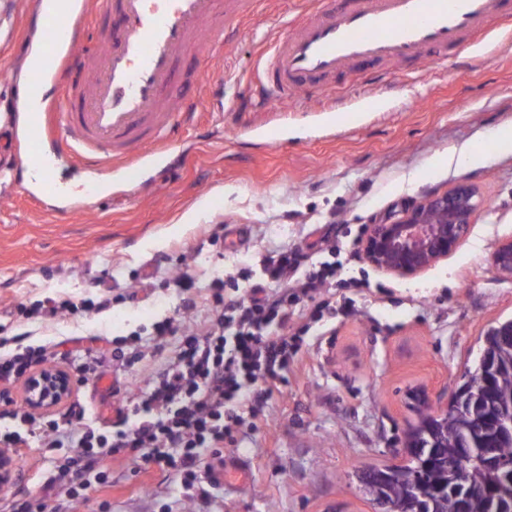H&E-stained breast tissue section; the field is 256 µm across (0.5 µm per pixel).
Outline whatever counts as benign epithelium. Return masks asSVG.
<instances>
[{
    "label": "benign epithelium",
    "mask_w": 512,
    "mask_h": 512,
    "mask_svg": "<svg viewBox=\"0 0 512 512\" xmlns=\"http://www.w3.org/2000/svg\"><path fill=\"white\" fill-rule=\"evenodd\" d=\"M483 207L476 186L459 183L444 192H433L405 205L386 222L369 225L360 242L364 260L374 269L399 277H413L448 258L466 239ZM490 264L512 277V236L501 240L490 255ZM75 389L72 376L63 368L47 366L32 372L24 386L28 406L50 411L67 402ZM464 414L477 420L484 412L479 397L456 398ZM499 441L512 440V411L502 409L496 425ZM484 465L492 470L509 468L512 462L480 450ZM16 457L0 453V485L15 475Z\"/></svg>",
    "instance_id": "obj_1"
}]
</instances>
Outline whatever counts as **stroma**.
Returning a JSON list of instances; mask_svg holds the SVG:
<instances>
[{
  "instance_id": "1",
  "label": "stroma",
  "mask_w": 512,
  "mask_h": 512,
  "mask_svg": "<svg viewBox=\"0 0 512 512\" xmlns=\"http://www.w3.org/2000/svg\"><path fill=\"white\" fill-rule=\"evenodd\" d=\"M31 2L0 0L1 107L19 91L34 35L26 27ZM313 10L311 0H259L224 46L223 89L201 82L197 52L181 57L174 81L199 98V110L179 130L168 167L151 177L104 176L92 193L85 174L61 162L79 207L64 214L56 200L14 195L9 175L0 174V337L23 332L27 343L51 342L53 353L75 362L105 353L103 380L77 384L72 395L92 426L112 419L127 392L146 388L147 373L121 369L130 338L141 337L149 356L174 343L152 334L182 304L181 293L159 280L189 273L205 298L228 273L239 287L225 296H244L270 251L297 246L318 263L328 258L323 238L335 241L343 271L328 294L336 315L311 321L303 360L265 404L266 422L243 425L225 443L212 512H375L355 473L405 463L402 440L417 422L407 392L423 390L432 406L446 405L479 337L512 318V277L489 263L498 241L512 236V149L495 138L512 128V25L441 60L391 67L394 90L381 110L354 113L349 123L334 122L317 98L264 111L248 90L256 63L272 35L290 38L295 21ZM472 147L485 152L482 165L449 161ZM460 182L474 184L486 208L447 260L410 278L366 263L359 250L366 225ZM235 224L244 247L196 251L217 227ZM353 279L360 287H350ZM126 289L135 299L103 313L25 326L16 312L57 293L94 300ZM60 456L26 449L13 495L42 496L37 474ZM192 510L174 480L123 454L110 461L106 486L69 508Z\"/></svg>"
}]
</instances>
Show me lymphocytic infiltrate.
<instances>
[{"mask_svg": "<svg viewBox=\"0 0 512 512\" xmlns=\"http://www.w3.org/2000/svg\"><path fill=\"white\" fill-rule=\"evenodd\" d=\"M261 264L264 279L251 284L248 297L225 299L223 281L215 280L212 308L200 324L186 319L197 308L193 279L174 278L184 315L156 322L154 331L175 337L176 345L150 372L147 392L129 395L112 424L85 429L83 413L72 406L39 416L6 408L0 416L17 425L0 428V448L16 452L37 439L52 450L69 448L65 464L43 487L49 491L67 482L73 498L103 484L109 458L128 454L144 469L172 477L185 499L208 506L220 474L201 471L203 459L218 455L245 419H264L266 400L282 389L301 350L307 329L292 323L293 307L310 302L317 317L333 308L325 290L335 282L339 264H310L294 247ZM47 360L42 345L1 354L0 385L11 386Z\"/></svg>", "mask_w": 512, "mask_h": 512, "instance_id": "1", "label": "lymphocytic infiltrate"}]
</instances>
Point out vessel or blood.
<instances>
[{"mask_svg":"<svg viewBox=\"0 0 512 512\" xmlns=\"http://www.w3.org/2000/svg\"><path fill=\"white\" fill-rule=\"evenodd\" d=\"M249 0H79L46 37L58 44L52 70L32 68L25 88L31 108L21 133L25 153L13 191L67 200L61 160L81 163L87 176L124 179L128 169L160 168L175 147L172 133L197 103L173 92L176 61L202 41L206 63L224 53V22ZM512 0H345L325 8L292 39H274L256 91L278 112L301 90L323 85L328 112L348 119L372 112L376 95L337 99L325 79L373 61L409 63L458 47Z\"/></svg>","mask_w":512,"mask_h":512,"instance_id":"1","label":"vessel or blood"}]
</instances>
